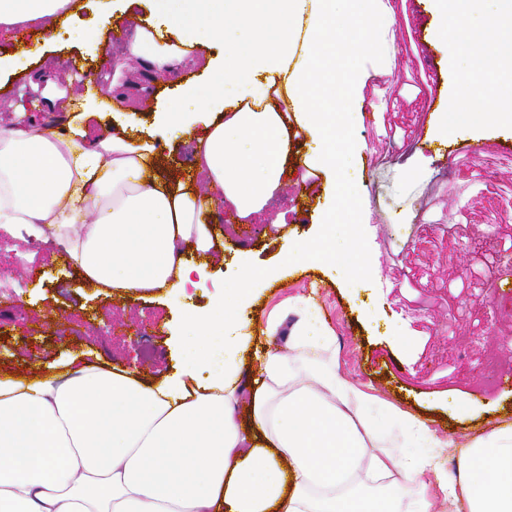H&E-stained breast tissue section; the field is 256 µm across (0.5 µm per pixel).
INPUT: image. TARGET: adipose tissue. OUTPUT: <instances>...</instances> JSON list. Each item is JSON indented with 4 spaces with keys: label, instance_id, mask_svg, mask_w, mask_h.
I'll list each match as a JSON object with an SVG mask.
<instances>
[{
    "label": "adipose tissue",
    "instance_id": "adipose-tissue-1",
    "mask_svg": "<svg viewBox=\"0 0 512 512\" xmlns=\"http://www.w3.org/2000/svg\"><path fill=\"white\" fill-rule=\"evenodd\" d=\"M168 28L135 26L122 51L152 75L221 45L201 83L155 105L153 131L190 145L198 178L166 172L153 131L95 130L75 109L67 129L17 104L0 126V229L57 246L89 284L120 294L183 289L223 252L219 206L246 221L288 167L325 179L322 230L287 238L285 266L324 262L364 281L339 198H361L343 172L360 146L351 129L384 57L390 0H161ZM433 39L455 76L436 133L512 130V0H428ZM75 0H0V35L21 65L28 38L55 40ZM306 138L294 148L292 128ZM276 272L238 263L207 309L185 308L180 365L164 378L76 356L0 374V512H512V420L449 416L464 440L339 371L336 333L310 296L254 322ZM295 320L283 330V312ZM287 347H280V335ZM456 451V471L442 465Z\"/></svg>",
    "mask_w": 512,
    "mask_h": 512
}]
</instances>
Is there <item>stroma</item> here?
I'll list each match as a JSON object with an SVG mask.
<instances>
[{
    "mask_svg": "<svg viewBox=\"0 0 512 512\" xmlns=\"http://www.w3.org/2000/svg\"><path fill=\"white\" fill-rule=\"evenodd\" d=\"M50 55L59 66L58 90L96 103L99 86L119 78L123 108L134 122L151 125L140 112L144 92L167 94L171 81L150 85L144 69L129 63L121 73L102 65L75 35L100 30L102 0H78ZM385 66L363 89L362 122L352 129L364 146L352 170L365 194L353 225L375 269L367 287L341 288L326 267L298 268L271 282L255 313L263 318L290 297L314 294L320 315L336 332L341 372L352 382L402 407L429 415L442 434H461L439 404L456 397L470 405L512 410V398L479 386L488 355L512 356V293L492 290L494 270H512V132H481L480 150L449 154L432 125L452 77L443 51L431 36L427 0H391ZM21 80L0 76V113L25 100L38 123L63 127L66 113L53 109L41 90H22ZM304 168L289 171L285 190L261 214L241 245L237 222L223 223L224 259L209 268L205 287L184 294L123 296L84 282L62 261L57 247L23 242L0 232V289L10 299L0 306V368L19 370L27 358L61 362L82 351L120 368L154 376L171 372L179 334L180 306L206 309L217 283L234 278L237 259L278 265L283 241L317 231L312 207L296 189ZM393 318L407 337L397 346L383 323L367 324L364 309Z\"/></svg>",
    "mask_w": 512,
    "mask_h": 512,
    "instance_id": "1",
    "label": "stroma"
}]
</instances>
